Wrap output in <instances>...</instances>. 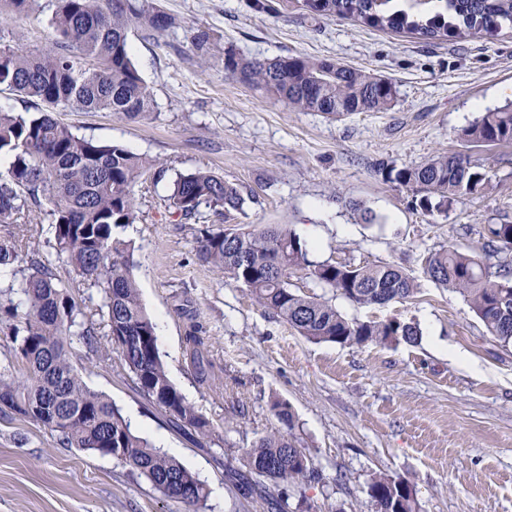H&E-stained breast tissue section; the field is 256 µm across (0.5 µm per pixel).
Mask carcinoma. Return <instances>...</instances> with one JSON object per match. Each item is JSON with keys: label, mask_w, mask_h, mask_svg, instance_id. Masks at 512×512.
Here are the masks:
<instances>
[{"label": "carcinoma", "mask_w": 512, "mask_h": 512, "mask_svg": "<svg viewBox=\"0 0 512 512\" xmlns=\"http://www.w3.org/2000/svg\"><path fill=\"white\" fill-rule=\"evenodd\" d=\"M51 46L24 52L0 44V90L36 101L34 111L0 110V336L12 347L0 367V413L10 412L56 433L64 448L111 457L149 481L167 499L191 512H205L208 490L176 457L156 448L131 429L120 408L90 388L71 359L76 345L101 356L108 344L121 359L137 392L174 428L205 439L211 424L171 382L162 360L156 327L131 274L134 247L122 230L137 218L135 188L154 163L120 144L75 133L55 112H117L136 120L153 111L151 90L131 56L135 26L162 33L171 25L155 0H56ZM391 0H307L319 16H354L380 29L406 30L424 39L445 40L448 31L476 38L484 31L512 26V0H445V13L428 17L434 0H409L413 12L393 11ZM29 0H0L3 24L26 11ZM198 54H210L213 39L198 29ZM224 70L240 81L273 93L301 112L341 117L354 112H387L397 88L388 78L329 59L283 56L244 60L224 54ZM470 146L512 144V104L489 110L462 133ZM388 181L412 192L426 213H446L459 197L484 188L482 164L466 152L440 153L412 168H385ZM186 221L205 222L196 235L198 259L246 287L254 302L314 342L341 346L414 343L419 330L395 318L360 321L342 315L329 302L291 287L308 271L325 288L361 307L386 306L413 297L418 285L392 264H313L305 243L283 224L246 232L211 229L245 204L239 187L208 171L179 175L168 196ZM44 209L53 228L56 254L74 277L64 280L49 256L30 245L28 219ZM486 255L512 253V224L484 227ZM490 266L475 252L457 247L427 256L424 272L461 294L501 346L512 345V270ZM77 284L99 289L100 321L77 305ZM191 322L186 333L190 361L206 374L199 336ZM288 431H270L245 452L242 467L226 478L245 499L262 501L270 512H288L282 483L302 485L319 479L309 455L298 445L294 415L284 400L272 403ZM376 512H418L415 491L400 477L378 475L368 487Z\"/></svg>", "instance_id": "1"}]
</instances>
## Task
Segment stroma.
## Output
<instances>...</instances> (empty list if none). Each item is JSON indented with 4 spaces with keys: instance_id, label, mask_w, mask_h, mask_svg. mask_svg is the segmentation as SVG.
<instances>
[{
    "instance_id": "1",
    "label": "stroma",
    "mask_w": 512,
    "mask_h": 512,
    "mask_svg": "<svg viewBox=\"0 0 512 512\" xmlns=\"http://www.w3.org/2000/svg\"><path fill=\"white\" fill-rule=\"evenodd\" d=\"M158 0L172 21L163 34L131 35L132 59L150 87L153 113L59 111L79 134L147 156L163 175L136 188L138 218L124 230L132 274L150 313L168 376L214 425L207 439L170 428L122 374L117 356L72 361L84 381L121 408L132 429L178 458L208 489V512H264L224 479L246 448L277 427L272 398L286 400L322 479L290 489L309 512H375L367 493L379 474L409 480L420 512H512V346L486 331L467 300L425 276L423 262L448 246L480 250L484 225L512 222V146L467 148L462 130L503 106L512 86V28L473 39L427 42L351 17H322L304 0ZM54 0H32L9 25L11 43L39 50L54 37ZM209 29L200 62L191 32ZM242 59L328 58L392 79L387 112L333 118L296 112L224 69ZM470 150L487 185L429 215L385 167H415ZM208 170L246 200L230 226L285 224L316 263H388L418 283L414 298L358 307L306 275L301 292L359 320L416 325V343L339 346L298 335L251 300L245 287L196 256L198 226L181 222L167 197L177 175ZM371 209L363 223L354 204ZM203 328L208 365L198 375L185 342ZM0 512H186L109 457L62 448L52 432L0 416Z\"/></svg>"
}]
</instances>
